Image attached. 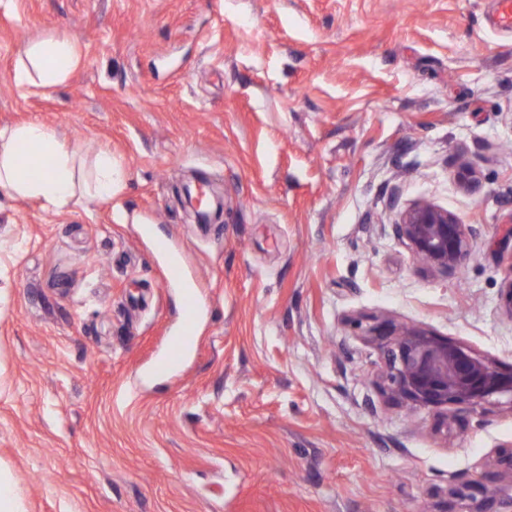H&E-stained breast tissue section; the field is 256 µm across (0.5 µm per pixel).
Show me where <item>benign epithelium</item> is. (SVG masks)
Here are the masks:
<instances>
[{
  "label": "benign epithelium",
  "mask_w": 512,
  "mask_h": 512,
  "mask_svg": "<svg viewBox=\"0 0 512 512\" xmlns=\"http://www.w3.org/2000/svg\"><path fill=\"white\" fill-rule=\"evenodd\" d=\"M392 228L416 262L447 278L458 274L471 257L472 225L430 201L401 207ZM354 325L381 349L384 370L379 387L386 400L435 411L444 430L450 407L472 411L491 403L512 407V370H500L468 347L424 326L391 319ZM467 489L464 485L450 490L460 512H490L494 504L497 512H512V499L488 496L477 504Z\"/></svg>",
  "instance_id": "1"
}]
</instances>
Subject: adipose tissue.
Returning a JSON list of instances; mask_svg holds the SVG:
<instances>
[{"label":"adipose tissue","mask_w":512,"mask_h":512,"mask_svg":"<svg viewBox=\"0 0 512 512\" xmlns=\"http://www.w3.org/2000/svg\"><path fill=\"white\" fill-rule=\"evenodd\" d=\"M28 64L17 70L21 83L51 88L64 83L76 68L75 45L64 38L48 37L32 43ZM75 152L46 125L33 121L12 128H0V195L35 199L49 211L78 204L80 198H108L117 182L118 171L111 153L97 156L93 178L78 189Z\"/></svg>","instance_id":"1"}]
</instances>
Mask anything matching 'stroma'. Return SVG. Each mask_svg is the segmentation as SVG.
Returning a JSON list of instances; mask_svg holds the SVG:
<instances>
[{
	"instance_id": "35a3bbf8",
	"label": "stroma",
	"mask_w": 512,
	"mask_h": 512,
	"mask_svg": "<svg viewBox=\"0 0 512 512\" xmlns=\"http://www.w3.org/2000/svg\"><path fill=\"white\" fill-rule=\"evenodd\" d=\"M72 41L63 84H18ZM39 120L111 198L0 202V472L22 512H452L512 408L388 402L355 318L421 324L512 369V29L497 0H0V128ZM480 174L462 189L459 161ZM224 195L194 224V172ZM473 225L443 277L391 195ZM189 266L204 297L184 331ZM182 343L177 362L170 344ZM27 59L29 66L24 64L16 71V80L40 88H51L64 83L79 61L77 49L72 42L54 37L32 43ZM31 70L36 74L37 80L31 77Z\"/></svg>"
}]
</instances>
